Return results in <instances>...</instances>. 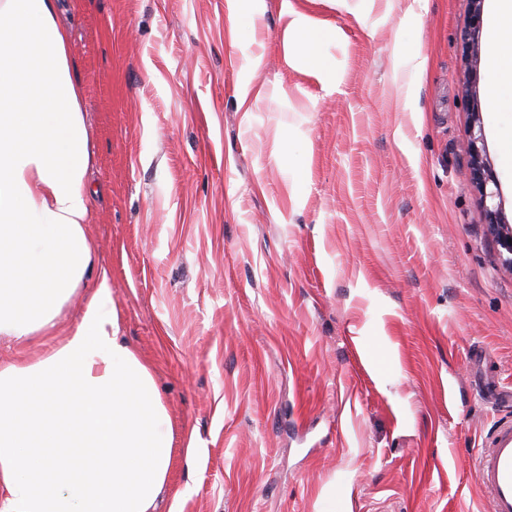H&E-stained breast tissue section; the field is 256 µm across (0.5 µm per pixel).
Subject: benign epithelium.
Here are the masks:
<instances>
[{
	"instance_id": "7a95c632",
	"label": "benign epithelium",
	"mask_w": 512,
	"mask_h": 512,
	"mask_svg": "<svg viewBox=\"0 0 512 512\" xmlns=\"http://www.w3.org/2000/svg\"><path fill=\"white\" fill-rule=\"evenodd\" d=\"M484 0H471V34L466 43L467 55L474 61L480 57V44L478 40ZM475 73L469 69L465 72L461 82L464 96L472 101L473 124L471 128L470 154L472 180L484 202L485 217L490 229L497 237L501 247L507 253L503 258L505 268L512 271V225L503 215L498 182L491 172L482 133L480 112L475 102L473 85Z\"/></svg>"
}]
</instances>
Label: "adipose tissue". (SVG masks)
<instances>
[{
    "label": "adipose tissue",
    "instance_id": "1",
    "mask_svg": "<svg viewBox=\"0 0 512 512\" xmlns=\"http://www.w3.org/2000/svg\"><path fill=\"white\" fill-rule=\"evenodd\" d=\"M286 16V58L299 65L322 30L296 9ZM511 18L512 0H492L485 54L497 112H512V42L501 26ZM68 45L52 0H0L1 336L53 330L92 268L88 136ZM116 325L103 278L59 346L0 364V512H155L171 464L169 418Z\"/></svg>",
    "mask_w": 512,
    "mask_h": 512
}]
</instances>
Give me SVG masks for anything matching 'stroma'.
<instances>
[{
  "label": "stroma",
  "mask_w": 512,
  "mask_h": 512,
  "mask_svg": "<svg viewBox=\"0 0 512 512\" xmlns=\"http://www.w3.org/2000/svg\"><path fill=\"white\" fill-rule=\"evenodd\" d=\"M289 3L345 33L323 49L334 92L286 63ZM55 8L84 90L94 275L53 336H0V361L62 341L103 274L169 415L156 512H488L474 461L512 419V272L470 123L479 107L512 223V112L490 110L487 60L476 102L460 93L470 0H263L236 37L227 0ZM399 50L428 58L408 111ZM471 115L473 117L470 140L472 180L484 204L487 224L507 253L506 257L503 256L505 268L512 271V244L509 243V240H512V225L504 218L498 182L491 172L484 149L479 108L472 107ZM488 199L490 205L487 204Z\"/></svg>",
  "instance_id": "1"
}]
</instances>
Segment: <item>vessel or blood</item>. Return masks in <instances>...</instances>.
Instances as JSON below:
<instances>
[{
	"mask_svg": "<svg viewBox=\"0 0 512 512\" xmlns=\"http://www.w3.org/2000/svg\"><path fill=\"white\" fill-rule=\"evenodd\" d=\"M476 473L489 512H512V421L502 422L481 450Z\"/></svg>",
	"mask_w": 512,
	"mask_h": 512,
	"instance_id": "vessel-or-blood-1",
	"label": "vessel or blood"
}]
</instances>
